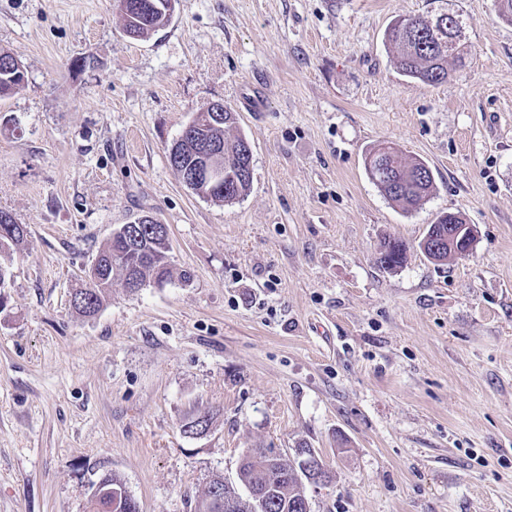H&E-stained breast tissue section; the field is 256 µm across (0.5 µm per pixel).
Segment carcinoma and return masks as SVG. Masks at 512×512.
Instances as JSON below:
<instances>
[{"label":"carcinoma","instance_id":"carcinoma-1","mask_svg":"<svg viewBox=\"0 0 512 512\" xmlns=\"http://www.w3.org/2000/svg\"><path fill=\"white\" fill-rule=\"evenodd\" d=\"M171 20L164 0H133V8L123 18L124 31H133L144 39L166 26ZM386 44L396 53L401 75L426 85H437L448 80V60L463 61L468 55L463 43L448 53V42L437 29V20L420 17L394 20L385 31ZM25 82L20 63L7 51L0 50V98L9 96ZM237 123V113L228 109L224 122L207 125L201 130L206 139L224 145V182L211 187L202 183L190 186L196 194L231 203L249 189L252 171L248 169L244 153V136L227 139L226 129ZM179 160L173 165L176 172L187 170L196 163V153L190 146L178 144ZM365 168L370 179L389 200L409 210L431 195L434 175L429 165L420 158L405 159L389 144L369 150ZM138 224H122L112 231L108 241L99 250L95 264L86 271L92 283L77 288L81 297L75 306L78 314L91 317L98 313L112 287V274L119 271L123 282L132 280L141 285L154 283L161 286L173 277L170 262L171 242L167 225L153 216L139 217ZM448 225V214L438 216L429 225L419 243L420 250L435 263L462 254L467 246L448 240V234L473 242L472 228L458 214ZM11 229L0 234V252L18 250L26 241V228L16 222ZM405 243L388 239L380 246L377 262L381 267L394 270L407 258ZM210 414L199 411L183 421V432L198 435L208 429ZM304 457L284 459L272 448H251L242 457L238 467L239 483L247 490L242 497L237 489L217 476L210 480L204 496L198 502L197 512H305L303 501L307 486L313 484L314 475L303 466ZM98 485L106 494L93 496L90 512H139L137 501L127 492L123 480L116 474L103 476Z\"/></svg>","mask_w":512,"mask_h":512}]
</instances>
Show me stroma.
Listing matches in <instances>:
<instances>
[{
	"instance_id": "35a3bbf8",
	"label": "stroma",
	"mask_w": 512,
	"mask_h": 512,
	"mask_svg": "<svg viewBox=\"0 0 512 512\" xmlns=\"http://www.w3.org/2000/svg\"><path fill=\"white\" fill-rule=\"evenodd\" d=\"M448 9L464 64L402 76L387 26ZM0 49L26 71L0 99V210L27 228L0 253V512H88L112 473L140 512H195L247 449L302 443L332 474L311 512H512V23L491 0H178L141 40L114 0H0ZM218 101L253 150L229 204L168 160ZM381 141L432 169L416 210L369 179ZM444 213L475 242L437 264L418 244ZM145 214L172 281L117 274L76 313ZM387 238L408 246L394 270ZM198 410L208 430L184 434ZM137 220L140 224H122L112 231L97 254L96 264L86 271L84 283L75 288L78 300L82 298L73 307L78 314L91 317L98 313L112 287L114 270L121 273L125 288L132 280L144 287L151 282L161 286L172 279L167 225L159 224L151 215H143ZM92 271V288H83L91 282L86 278L92 275ZM407 250V245L402 241L385 239L380 246L377 262L384 269L394 270L405 262Z\"/></svg>"
}]
</instances>
